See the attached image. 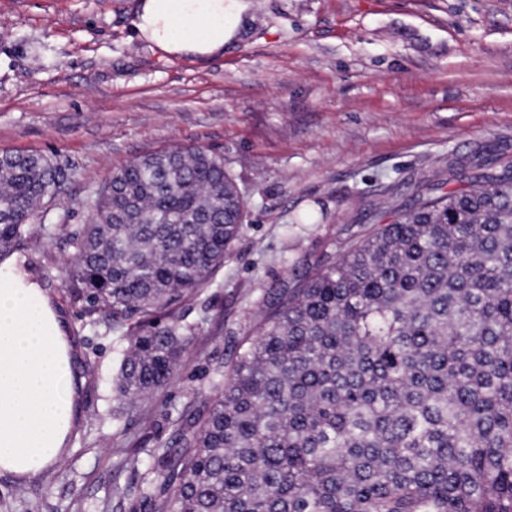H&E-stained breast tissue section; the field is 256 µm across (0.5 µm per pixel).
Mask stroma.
<instances>
[{
	"mask_svg": "<svg viewBox=\"0 0 512 512\" xmlns=\"http://www.w3.org/2000/svg\"><path fill=\"white\" fill-rule=\"evenodd\" d=\"M136 4L0 0V153L45 155L66 175L12 257L67 317L85 379L61 464L0 476V512H102L113 483L157 469L150 450L175 431L166 413L210 395L267 289L396 207L467 189L457 171L477 147L512 156V0H251L205 62L138 39ZM174 146L223 154L247 216L223 267L176 306L194 330L178 376L145 417L116 419L122 347L108 317L71 299L72 248L53 229L89 223L85 203L116 169ZM119 443L138 449V471H114Z\"/></svg>",
	"mask_w": 512,
	"mask_h": 512,
	"instance_id": "obj_1",
	"label": "stroma"
}]
</instances>
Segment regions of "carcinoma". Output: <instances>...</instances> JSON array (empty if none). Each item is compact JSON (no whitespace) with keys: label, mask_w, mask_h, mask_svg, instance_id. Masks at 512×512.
Returning a JSON list of instances; mask_svg holds the SVG:
<instances>
[{"label":"carcinoma","mask_w":512,"mask_h":512,"mask_svg":"<svg viewBox=\"0 0 512 512\" xmlns=\"http://www.w3.org/2000/svg\"><path fill=\"white\" fill-rule=\"evenodd\" d=\"M376 224L264 292L253 337L204 408L173 424L159 470L113 485L163 512H512V162ZM63 192L51 159L0 153V254ZM73 247V300L127 343L117 412L178 374L191 329L162 323L209 282L246 198L224 157L164 148L112 173ZM139 317L138 331L120 336ZM115 468L138 466L113 449Z\"/></svg>","instance_id":"obj_1"}]
</instances>
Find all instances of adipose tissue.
<instances>
[{
	"label": "adipose tissue",
	"instance_id": "1",
	"mask_svg": "<svg viewBox=\"0 0 512 512\" xmlns=\"http://www.w3.org/2000/svg\"><path fill=\"white\" fill-rule=\"evenodd\" d=\"M246 0H139L133 27L166 56L208 60L237 33ZM68 324L39 283L0 263V471L54 465L73 429L82 386Z\"/></svg>",
	"mask_w": 512,
	"mask_h": 512
}]
</instances>
